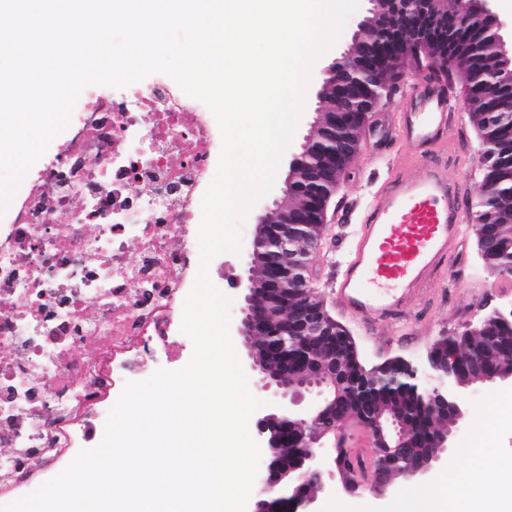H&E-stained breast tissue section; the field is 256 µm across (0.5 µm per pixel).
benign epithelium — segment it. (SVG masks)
<instances>
[{
  "mask_svg": "<svg viewBox=\"0 0 512 512\" xmlns=\"http://www.w3.org/2000/svg\"><path fill=\"white\" fill-rule=\"evenodd\" d=\"M453 2L451 17L455 28L477 22L501 31L503 24L491 7L492 0ZM384 4L381 11L369 9L351 46L324 70L314 122L286 172L283 195H288L297 178L312 184L340 167L344 168V175H349L350 164L344 162L343 153L337 150L336 134L350 130L356 143H361L372 114L390 91L388 78L374 88L370 86L379 59L375 58V47L363 38L365 32L410 26L412 37L394 50L402 63L410 62L418 72L429 74L453 68L448 45L438 46L432 32L422 23L430 5L448 13V0H384ZM498 39L500 64L484 84L468 82L462 99L467 112L471 111L474 99L486 96L505 79L512 81V45L501 35ZM332 87L339 91L353 89L355 93L334 101L326 94V89ZM331 199L330 193H317L307 211L293 210L283 200L260 214L255 223L237 335L246 350L250 369L259 375V389L272 392L275 402L273 412L255 423L265 459L256 476L257 494L251 512H282L283 504L288 512H317L318 493L331 489L338 477L348 484L349 474L329 449L354 443V431L345 428L350 421L360 424L373 447L374 473L360 489L375 490L394 476L410 480L424 477L439 460V451L448 447L454 430L468 419L463 385L512 380L511 354L500 358L496 374H480L466 382L457 371L455 352L444 349L436 353L431 348L422 366L406 362L399 372L387 371L362 383L352 381L347 364L353 349L343 341L336 342V320L329 315L321 292L307 275L310 230L325 229ZM274 253L288 254L291 261L286 265L268 262ZM509 314L512 309H494L469 325L463 335L483 331ZM272 327L277 335L287 337L290 348L296 351L303 350L310 340L321 338L324 355H302L291 362L285 353L279 361H273L264 340ZM406 380L420 389L421 404L428 411L431 424L448 421V429L438 432L430 449H414L409 406L383 416L367 404L370 398L384 395ZM346 397L359 402L357 416L336 413V402ZM286 429L295 436V452L288 458L282 452V433Z\"/></svg>",
  "mask_w": 512,
  "mask_h": 512,
  "instance_id": "benign-epithelium-1",
  "label": "benign epithelium"
}]
</instances>
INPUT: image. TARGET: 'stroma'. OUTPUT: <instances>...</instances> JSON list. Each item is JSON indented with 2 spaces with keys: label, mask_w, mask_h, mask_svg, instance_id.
Instances as JSON below:
<instances>
[{
  "label": "stroma",
  "mask_w": 512,
  "mask_h": 512,
  "mask_svg": "<svg viewBox=\"0 0 512 512\" xmlns=\"http://www.w3.org/2000/svg\"><path fill=\"white\" fill-rule=\"evenodd\" d=\"M369 7L368 0H360L358 10L348 18L335 46L315 62L303 111L292 142L282 157L279 173H286L294 153L310 132L323 70L346 49ZM427 83V78L414 69H405L391 97L375 112L350 174L330 204L325 236L311 260L310 276L320 289L329 313L350 332L361 360L368 366L394 357L422 360L438 338L461 332L466 324L477 320L482 310L512 305V280L504 281L492 274L470 230L465 232L449 267L439 272L430 285L416 293L396 314L372 320L351 317L336 301V277L344 265L361 216L373 202L376 190L409 152L408 146L396 136L394 117L408 98ZM446 84L452 112L448 125V152L440 156L439 162L445 166L449 181L456 185L463 208L468 209L478 201L483 180L479 165L482 139L460 108L464 90L457 74H449ZM280 197V185H273L252 207L243 224L240 253H221L209 265L212 283L222 286L224 294L231 300V317L239 315L238 299L244 286V270L252 247L256 216ZM471 404L473 421L454 433L447 452L442 453L435 464L434 473L457 478L470 467L472 450L484 439L500 466L499 477L506 481L512 479V422L508 421L506 412L507 407H512V384L477 385ZM412 486V481L401 477L380 491H349L340 486L334 496L320 497L318 508L325 512L331 500L338 499L346 504L348 512H382L386 502L407 497Z\"/></svg>",
  "instance_id": "stroma-1"
}]
</instances>
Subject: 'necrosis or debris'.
Returning <instances> with one entry per match:
<instances>
[{
    "mask_svg": "<svg viewBox=\"0 0 512 512\" xmlns=\"http://www.w3.org/2000/svg\"><path fill=\"white\" fill-rule=\"evenodd\" d=\"M221 147L210 109L171 79L91 88L0 215L1 500L70 463L146 362L187 349Z\"/></svg>",
    "mask_w": 512,
    "mask_h": 512,
    "instance_id": "obj_1",
    "label": "necrosis or debris"
}]
</instances>
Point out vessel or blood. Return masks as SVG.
I'll list each match as a JSON object with an SVG mask.
<instances>
[{
    "label": "vessel or blood",
    "instance_id": "1",
    "mask_svg": "<svg viewBox=\"0 0 512 512\" xmlns=\"http://www.w3.org/2000/svg\"><path fill=\"white\" fill-rule=\"evenodd\" d=\"M447 88L434 84L397 115L410 152L363 215L335 282L336 297L352 316L399 307L405 296L432 281L455 254L467 218L430 157L447 148Z\"/></svg>",
    "mask_w": 512,
    "mask_h": 512
}]
</instances>
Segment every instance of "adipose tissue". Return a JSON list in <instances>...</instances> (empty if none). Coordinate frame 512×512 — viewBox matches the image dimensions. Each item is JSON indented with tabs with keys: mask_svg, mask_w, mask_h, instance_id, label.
<instances>
[{
	"mask_svg": "<svg viewBox=\"0 0 512 512\" xmlns=\"http://www.w3.org/2000/svg\"><path fill=\"white\" fill-rule=\"evenodd\" d=\"M491 458L486 448H478L471 467L455 481L438 478L425 488L414 489L401 501L388 503L387 512H456L458 496H465L468 512H512V486L500 488L487 480Z\"/></svg>",
	"mask_w": 512,
	"mask_h": 512,
	"instance_id": "1",
	"label": "adipose tissue"
}]
</instances>
